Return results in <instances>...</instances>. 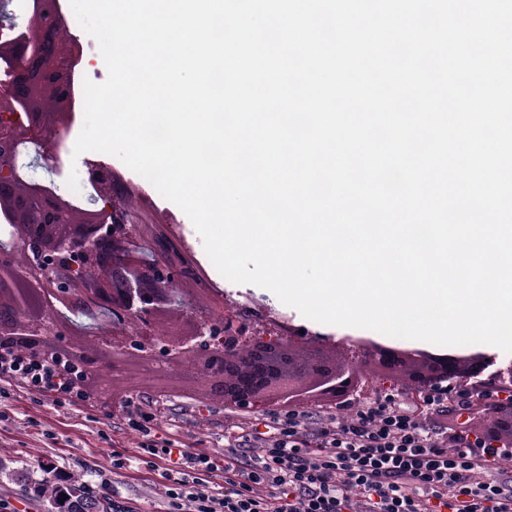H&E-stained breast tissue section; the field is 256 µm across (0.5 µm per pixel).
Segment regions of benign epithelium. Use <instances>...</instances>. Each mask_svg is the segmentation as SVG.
Here are the masks:
<instances>
[{
	"instance_id": "7a95c632",
	"label": "benign epithelium",
	"mask_w": 512,
	"mask_h": 512,
	"mask_svg": "<svg viewBox=\"0 0 512 512\" xmlns=\"http://www.w3.org/2000/svg\"><path fill=\"white\" fill-rule=\"evenodd\" d=\"M0 0V28L15 36L0 42V65L9 66L0 89V271L14 275L16 302L0 305V336H64L73 318L99 322L86 337L112 353L121 372L135 353L146 371L209 372V388L240 408H270L290 394L321 386L338 398L352 394L372 373L395 375L409 350L346 337L338 343L305 338L275 328L251 330L207 299L188 298L178 288L191 274L159 258L156 243L142 238L136 215L105 164L86 162L92 189L78 206L50 181L35 180L41 168L61 175L62 150L75 118L74 76L80 54L59 48L67 21L56 0H34L19 24ZM429 376L454 389L512 387V365L482 355L463 365L456 353H426ZM489 434L512 431V404L486 416Z\"/></svg>"
}]
</instances>
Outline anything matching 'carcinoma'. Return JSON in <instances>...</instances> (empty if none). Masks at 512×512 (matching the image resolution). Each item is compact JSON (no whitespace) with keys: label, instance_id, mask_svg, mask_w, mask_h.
I'll return each mask as SVG.
<instances>
[{"label":"carcinoma","instance_id":"carcinoma-1","mask_svg":"<svg viewBox=\"0 0 512 512\" xmlns=\"http://www.w3.org/2000/svg\"><path fill=\"white\" fill-rule=\"evenodd\" d=\"M24 488L32 496L48 504L47 512H112V499L89 494L86 484L78 478L35 479L22 475ZM68 499L61 500V495Z\"/></svg>","mask_w":512,"mask_h":512}]
</instances>
